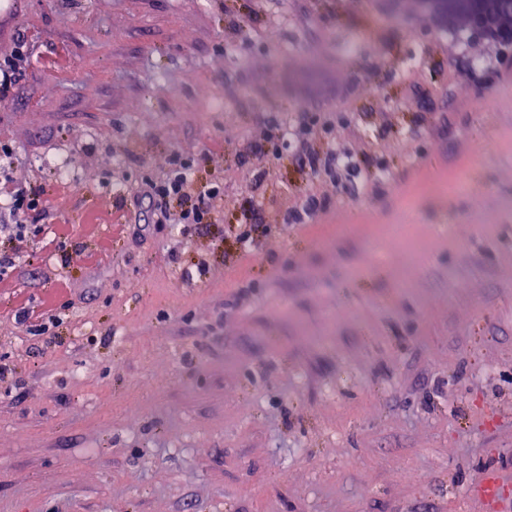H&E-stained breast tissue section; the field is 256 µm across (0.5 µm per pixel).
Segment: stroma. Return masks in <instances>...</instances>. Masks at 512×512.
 I'll use <instances>...</instances> for the list:
<instances>
[{"label":"stroma","instance_id":"1","mask_svg":"<svg viewBox=\"0 0 512 512\" xmlns=\"http://www.w3.org/2000/svg\"><path fill=\"white\" fill-rule=\"evenodd\" d=\"M15 2L10 173L68 158L47 221L76 232L0 235V512H512V50L415 0ZM305 114L363 173L287 226L325 187L265 150ZM174 154L223 184L214 223L86 225ZM63 277L30 334L14 290ZM31 57L30 43L24 33L13 38L10 54L0 60V103H6L15 95L19 81L29 65ZM71 227L68 224H55L41 240V249L49 251H60L64 244L71 237ZM68 288L69 285L66 279L60 280L54 292L48 295L37 309L30 307L28 299L23 297L21 293L17 294L16 302L24 322L29 323V327L36 330H45L48 324L56 326L61 321L62 309L68 306L61 303V298L68 293ZM49 328L48 325L47 330Z\"/></svg>","mask_w":512,"mask_h":512}]
</instances>
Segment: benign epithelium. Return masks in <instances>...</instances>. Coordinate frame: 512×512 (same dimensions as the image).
Returning a JSON list of instances; mask_svg holds the SVG:
<instances>
[{"label": "benign epithelium", "mask_w": 512, "mask_h": 512, "mask_svg": "<svg viewBox=\"0 0 512 512\" xmlns=\"http://www.w3.org/2000/svg\"><path fill=\"white\" fill-rule=\"evenodd\" d=\"M445 26H460L478 39L512 47V0H416Z\"/></svg>", "instance_id": "obj_1"}]
</instances>
